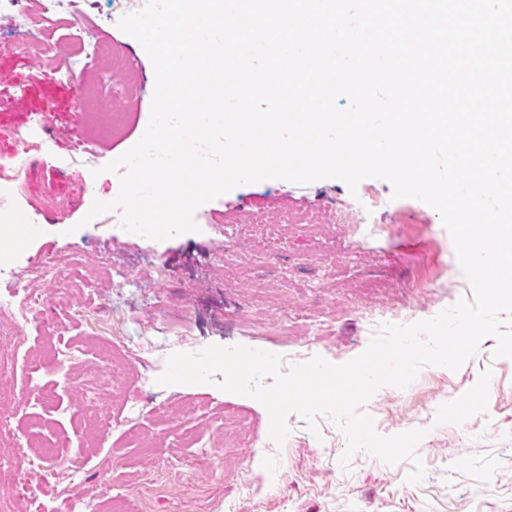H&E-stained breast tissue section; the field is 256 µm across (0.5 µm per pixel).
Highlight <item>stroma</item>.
I'll list each match as a JSON object with an SVG mask.
<instances>
[{"label": "stroma", "instance_id": "obj_1", "mask_svg": "<svg viewBox=\"0 0 512 512\" xmlns=\"http://www.w3.org/2000/svg\"><path fill=\"white\" fill-rule=\"evenodd\" d=\"M144 0H69V17H89L101 35L138 67V91L122 78L102 73L112 107L127 113L123 130L96 143L94 163L74 160L86 129L73 86L56 72L62 58L39 62L0 50V164L17 161V136L36 122L51 126V148L20 163L10 207L22 260L59 262L74 279H94L106 254L135 278L113 292L67 296L38 283L47 318L64 326L56 338L38 324L25 326L13 350L21 395L43 390L39 404L19 406L15 434H51L52 455L27 448L0 452V467L14 486L5 487L7 512H72L74 500L91 512H112L103 483L132 487L125 512H512V359L495 357V337H484L477 353L458 370L427 366L406 387L386 386L361 407L378 434L424 430L416 454L423 480L408 483L410 461L389 465L364 451L342 465L346 438L329 418L315 423L297 413L286 418L288 438L273 444L265 407L253 398L208 384H158L175 352L197 353L210 345H243L280 355L282 369L295 358L322 356L346 363L369 346L373 332L364 308L395 303L414 323L470 297L453 241L438 213L414 198H393L383 179L363 180L350 191L339 179L298 184L282 179L244 184L195 212L198 232L157 241L115 234L120 211L89 218L94 201H113L118 174L106 171L140 139L150 121L154 78L142 45L118 27L119 19ZM376 201L374 220L388 234L347 235L328 223L334 206L351 208L366 196ZM260 213L325 217L317 234L298 228L284 234L283 262L274 268L243 264L262 245L239 232L235 220ZM238 262L236 276L216 270L219 258ZM324 314L318 334L305 324H284V311ZM91 343L72 363L73 373L94 380L106 361L122 359L129 373L105 402L112 429L97 440L94 418L80 414V391L55 370L58 351ZM39 366L27 376L29 362ZM178 406L163 417L149 404ZM247 445L225 448L229 431ZM74 466L73 481L54 478L58 463ZM486 494H477V487Z\"/></svg>", "mask_w": 512, "mask_h": 512}]
</instances>
